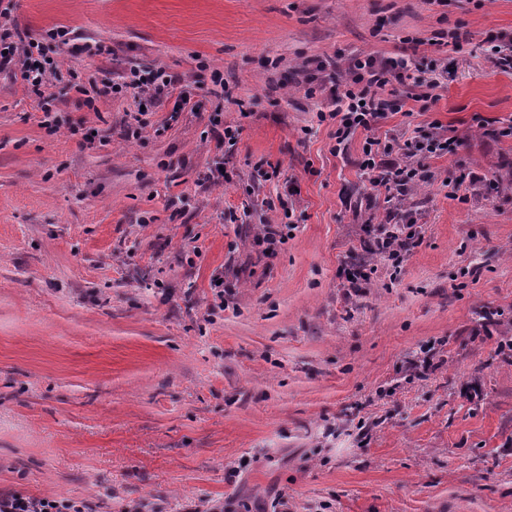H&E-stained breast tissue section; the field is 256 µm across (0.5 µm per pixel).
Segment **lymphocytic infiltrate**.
Here are the masks:
<instances>
[{"instance_id":"obj_1","label":"lymphocytic infiltrate","mask_w":512,"mask_h":512,"mask_svg":"<svg viewBox=\"0 0 512 512\" xmlns=\"http://www.w3.org/2000/svg\"><path fill=\"white\" fill-rule=\"evenodd\" d=\"M10 8L0 9V70L10 71L14 80L20 81L29 93L39 100L46 118L42 123L47 133H56L59 124L51 119L53 94L49 88L59 69V62L47 56L45 39H64L61 30L50 31L48 37H36L20 31L10 21ZM424 84L422 100L428 101L440 88L441 81L432 78L419 81L406 56L379 58L373 55L356 61L346 81L342 95L332 96V107L321 113V120L335 123L334 136L337 143L351 139L357 131H364L359 167L368 175L371 183L384 189L388 200L401 201L406 198L421 179L424 160L441 155L455 154L459 140L443 132L425 131L415 127L411 136L402 144L381 143L372 132L387 115L402 110L404 103L396 96H386L384 90L391 83ZM175 85L165 70L157 68L147 73L130 71L123 82H90L89 86H78L86 107H94L98 97L132 92L149 100H160L172 94ZM365 244L376 245L383 259L400 266L411 247L416 246L422 234L413 218L400 222L382 221L364 225ZM0 512H85L79 502L68 498H38L21 492L0 494Z\"/></svg>"}]
</instances>
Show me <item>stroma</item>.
<instances>
[{"label":"stroma","instance_id":"stroma-1","mask_svg":"<svg viewBox=\"0 0 512 512\" xmlns=\"http://www.w3.org/2000/svg\"><path fill=\"white\" fill-rule=\"evenodd\" d=\"M11 17L66 28L75 53L53 136L0 72L1 493L93 512H512V139L476 124L512 123V67L490 52L512 56V0H14ZM404 52L448 76L424 106L396 86L404 109L376 137L434 123L461 145L402 203L422 242L355 292L344 271L386 199L358 168L363 133L340 147L319 120L330 90L304 65L341 76ZM157 67L199 115L129 92L91 110L72 89ZM214 115L236 143L217 146ZM472 171L487 186L450 196ZM264 219L295 226L269 256L251 245ZM429 353L443 365L423 376Z\"/></svg>","mask_w":512,"mask_h":512}]
</instances>
